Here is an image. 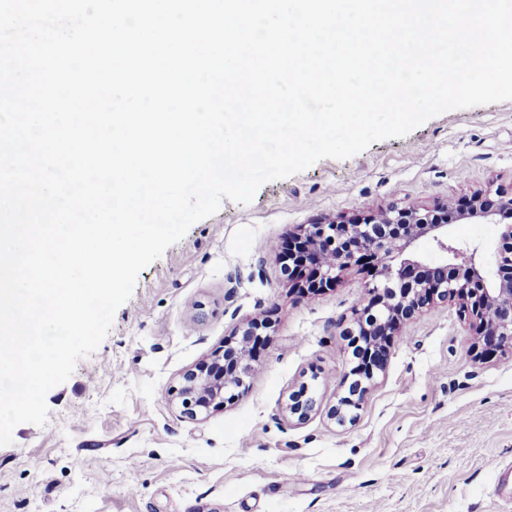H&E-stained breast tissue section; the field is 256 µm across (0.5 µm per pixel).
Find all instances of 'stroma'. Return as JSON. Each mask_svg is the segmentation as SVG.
<instances>
[{
    "label": "stroma",
    "mask_w": 512,
    "mask_h": 512,
    "mask_svg": "<svg viewBox=\"0 0 512 512\" xmlns=\"http://www.w3.org/2000/svg\"><path fill=\"white\" fill-rule=\"evenodd\" d=\"M489 184L512 187V101L445 112L267 182L250 203L223 201L139 273L98 349L48 392L46 425H19L0 447V512H512L495 486L512 462V357H478L457 306H431L337 424L343 334L367 273L302 295L258 247L393 205L454 211ZM252 319L268 343L247 391L184 416L182 373ZM303 385L320 409L300 422L283 407ZM289 472L299 480L284 483Z\"/></svg>",
    "instance_id": "35a3bbf8"
}]
</instances>
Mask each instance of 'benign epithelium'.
Listing matches in <instances>:
<instances>
[{"mask_svg": "<svg viewBox=\"0 0 512 512\" xmlns=\"http://www.w3.org/2000/svg\"><path fill=\"white\" fill-rule=\"evenodd\" d=\"M441 211L392 206L362 220L340 216L300 226L288 240V257L298 265L293 288L313 294L337 282L344 270L361 265L372 272L370 298L354 312L349 334L361 330L369 336H393L421 309L437 301L453 302L469 318L472 335L493 350H512V190L489 186L475 191L462 212L461 219L471 223L499 225L487 260L455 243L448 224L438 217ZM425 238L445 254L440 262L429 263L419 252L418 243ZM257 325L247 322L224 349L183 373L177 399L184 415L195 419L246 389L252 370L246 340ZM383 367L364 368L368 385L341 397L331 417L342 422L346 409H360L375 371ZM317 410L316 400L303 389L284 408L299 421Z\"/></svg>", "mask_w": 512, "mask_h": 512, "instance_id": "1", "label": "benign epithelium"}]
</instances>
